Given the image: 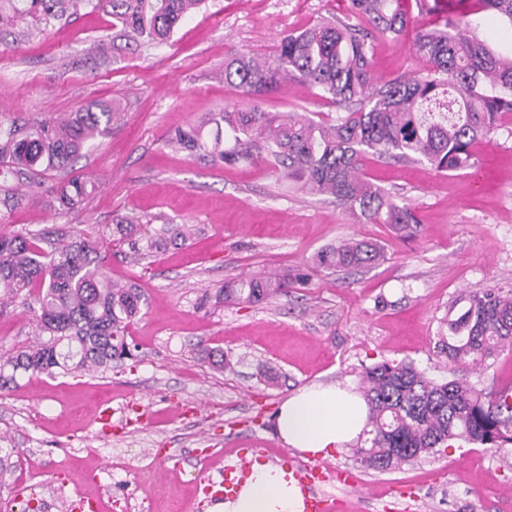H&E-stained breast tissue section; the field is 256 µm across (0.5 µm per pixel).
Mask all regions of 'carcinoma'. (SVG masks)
Returning <instances> with one entry per match:
<instances>
[{
    "label": "carcinoma",
    "instance_id": "1",
    "mask_svg": "<svg viewBox=\"0 0 512 512\" xmlns=\"http://www.w3.org/2000/svg\"><path fill=\"white\" fill-rule=\"evenodd\" d=\"M204 0H0V30L30 23L49 24L81 8H103L128 40L162 41L195 13ZM512 27V0H475ZM353 19L377 34H400L409 21L406 0H348L344 18L324 19L301 32L281 36L269 57L240 54L224 60V83L250 100L211 115L207 124L180 130L170 145L229 165L265 154L279 176L300 189L325 197L366 224L408 229L415 208L396 201L361 172L362 160L427 162L438 173L465 171L475 164L474 147L487 135L512 136V54L504 55L469 34L464 14L421 30L415 53L430 62L424 76L377 84L367 37ZM287 81L320 89L345 113L316 120L299 112H267L265 94ZM117 115L110 104H91L54 122L21 133L0 121V194L13 198L12 181L71 165L94 140L105 136ZM233 144L224 146L222 131ZM62 210L78 207L88 181L73 178L52 188ZM188 224H164L131 243L134 253L150 256L168 242L191 236ZM385 260L384 247L371 240H348L318 251L313 270L331 273L372 268ZM286 272L245 276L205 290L208 304H261L288 292ZM21 301L34 313V340L0 351V390L30 376L55 370L106 368L130 355L126 329L145 300L132 285L108 276L100 238L63 237L47 229H15L0 223V316ZM438 347L450 371L469 367L484 373L489 360L512 351V286L460 295L440 321ZM360 389L368 409L365 445L354 456L386 471L425 454L448 450L462 440L488 449L512 445V386L488 391L466 375L437 382L411 362L382 361L363 369Z\"/></svg>",
    "mask_w": 512,
    "mask_h": 512
}]
</instances>
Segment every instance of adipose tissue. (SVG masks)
<instances>
[{"label":"adipose tissue","mask_w":512,"mask_h":512,"mask_svg":"<svg viewBox=\"0 0 512 512\" xmlns=\"http://www.w3.org/2000/svg\"><path fill=\"white\" fill-rule=\"evenodd\" d=\"M367 406L354 387L312 385L279 406L275 429L282 444L316 458L345 447L362 434ZM303 497L285 468L254 464L235 493L210 512H303Z\"/></svg>","instance_id":"obj_1"}]
</instances>
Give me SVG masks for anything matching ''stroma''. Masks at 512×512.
<instances>
[{
  "instance_id": "stroma-1",
  "label": "stroma",
  "mask_w": 512,
  "mask_h": 512,
  "mask_svg": "<svg viewBox=\"0 0 512 512\" xmlns=\"http://www.w3.org/2000/svg\"><path fill=\"white\" fill-rule=\"evenodd\" d=\"M453 8L469 5L416 0L400 35H371L375 80L426 74L415 35ZM346 11L347 0H205L167 41L145 45L120 37L103 11H81L31 37L0 32V118L24 128L92 103L120 106L110 132L71 169L94 180L89 198L62 211L51 194L58 174L39 185L19 181L6 221L99 235L112 278L146 300L127 329L133 358L25 376L0 393V435L15 461L0 476V512H71L79 499L101 503V512H208L204 480H221L244 459L302 460L274 428L279 405L298 388L356 385L363 367L384 359L447 380L437 333L448 306L461 293L512 284V136L490 134L476 145L474 166L450 175L425 162L365 158L371 181L414 204L411 233L359 223L279 179L273 161L228 166L166 145L178 129L245 104L224 83L225 57L270 55L283 33ZM262 106L337 112L299 82ZM121 215L152 229L191 224L196 234L138 260L112 238ZM349 238L381 243L385 262L311 271L317 251ZM270 270L309 280L265 305L197 309L203 289ZM199 343L223 349L230 368L201 359ZM103 403L112 408L106 429L95 420ZM327 461L361 482L356 493L321 485L339 512H512V445L464 444L387 471L361 464L348 447Z\"/></svg>"
}]
</instances>
